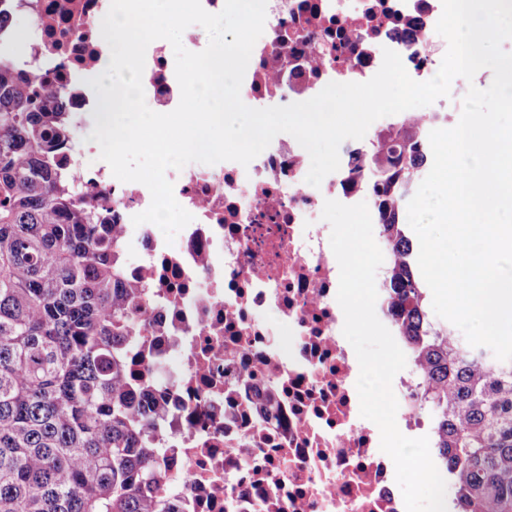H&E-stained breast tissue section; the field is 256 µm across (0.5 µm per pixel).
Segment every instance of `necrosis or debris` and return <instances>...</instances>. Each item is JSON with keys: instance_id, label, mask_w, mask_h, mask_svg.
<instances>
[{"instance_id": "4bbe7bcc", "label": "necrosis or debris", "mask_w": 512, "mask_h": 512, "mask_svg": "<svg viewBox=\"0 0 512 512\" xmlns=\"http://www.w3.org/2000/svg\"><path fill=\"white\" fill-rule=\"evenodd\" d=\"M111 0H8L35 27L28 46L42 80L67 99L76 126L67 153L76 190L108 202L146 295L142 347L162 384L164 484L176 512H405L380 431L360 415L359 363L342 333L339 265L321 217L325 200H372L355 160L370 139L339 147L340 166L307 183L308 152L275 136L248 165L223 161L168 169L178 203L193 216L173 241L134 225L149 189L116 179L87 139L99 75L110 49L100 17ZM442 0H268L264 32L240 97L252 108L306 101L328 83L365 82L384 49L416 81L432 79L444 44L435 38ZM145 101L158 113L180 101L171 44H149ZM423 378L397 375L396 421L421 433Z\"/></svg>"}]
</instances>
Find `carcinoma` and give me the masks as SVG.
Here are the masks:
<instances>
[{"label": "carcinoma", "mask_w": 512, "mask_h": 512, "mask_svg": "<svg viewBox=\"0 0 512 512\" xmlns=\"http://www.w3.org/2000/svg\"><path fill=\"white\" fill-rule=\"evenodd\" d=\"M39 69L0 50V512H175L137 347L142 289L107 210L60 162L71 113ZM356 170L374 188L392 273L384 304L422 375L456 512H512V361L432 319L402 223L424 172L423 132L398 117Z\"/></svg>", "instance_id": "carcinoma-1"}]
</instances>
